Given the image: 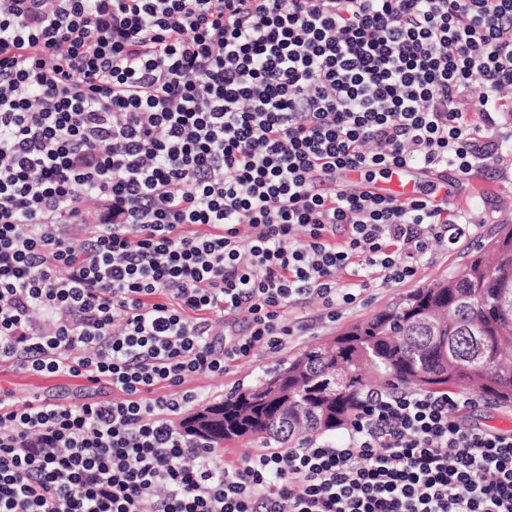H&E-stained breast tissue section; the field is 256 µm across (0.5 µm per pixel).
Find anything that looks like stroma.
Returning a JSON list of instances; mask_svg holds the SVG:
<instances>
[{
	"instance_id": "obj_1",
	"label": "stroma",
	"mask_w": 512,
	"mask_h": 512,
	"mask_svg": "<svg viewBox=\"0 0 512 512\" xmlns=\"http://www.w3.org/2000/svg\"><path fill=\"white\" fill-rule=\"evenodd\" d=\"M504 101V107L495 116V125L487 130L488 135L502 145L498 155L488 160L481 171L473 176L461 177L451 170L443 174L448 183V194L443 206L449 213L458 212L465 218L460 242L432 243L413 280L385 288H370L354 306L340 308L336 319L326 318L317 303H309L304 311L308 318L304 336L296 338L286 348L276 352L257 351L251 361L233 368L225 376L189 379L186 387L198 394L201 404L223 398L227 391L237 385L254 382L283 360L317 342L336 336L346 327L384 309L402 295L447 277L468 255L474 253L477 245L488 243L497 234L500 225L512 224V90L505 92ZM0 394L21 403L37 398L81 403L89 397L110 399L112 391L103 385L90 386L82 378L25 373L16 370L11 364L0 362Z\"/></svg>"
}]
</instances>
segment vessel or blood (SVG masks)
Instances as JSON below:
<instances>
[{"label": "vessel or blood", "mask_w": 512, "mask_h": 512, "mask_svg": "<svg viewBox=\"0 0 512 512\" xmlns=\"http://www.w3.org/2000/svg\"><path fill=\"white\" fill-rule=\"evenodd\" d=\"M427 174V169L421 167L402 166L391 168L381 181L367 180L359 171L343 172L340 178L345 186L398 202L425 198L436 204L441 203L443 195L427 184Z\"/></svg>", "instance_id": "1"}]
</instances>
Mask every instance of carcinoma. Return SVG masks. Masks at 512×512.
Here are the masks:
<instances>
[{
    "mask_svg": "<svg viewBox=\"0 0 512 512\" xmlns=\"http://www.w3.org/2000/svg\"><path fill=\"white\" fill-rule=\"evenodd\" d=\"M451 389L512 408V226L448 278L415 289L180 428L214 449L258 439L283 448L344 426L365 391Z\"/></svg>",
    "mask_w": 512,
    "mask_h": 512,
    "instance_id": "cac0c4a2",
    "label": "carcinoma"
}]
</instances>
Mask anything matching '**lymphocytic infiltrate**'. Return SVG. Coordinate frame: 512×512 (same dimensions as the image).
Returning <instances> with one entry per match:
<instances>
[{"instance_id":"lymphocytic-infiltrate-1","label":"lymphocytic infiltrate","mask_w":512,"mask_h":512,"mask_svg":"<svg viewBox=\"0 0 512 512\" xmlns=\"http://www.w3.org/2000/svg\"><path fill=\"white\" fill-rule=\"evenodd\" d=\"M511 86L512 0H0V362L112 390L0 396V512H512L456 391L225 467L172 422L303 300L415 277L447 211L337 173L471 174Z\"/></svg>"}]
</instances>
